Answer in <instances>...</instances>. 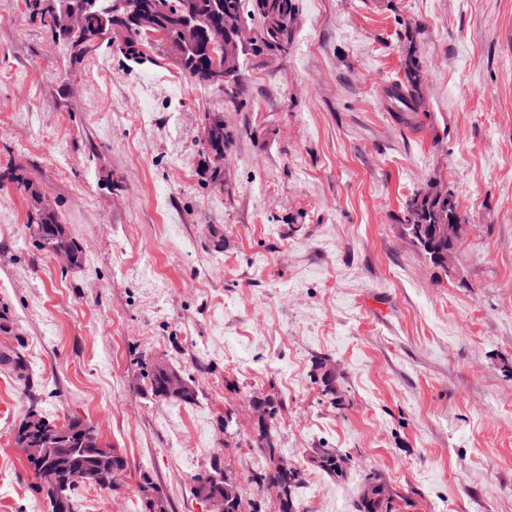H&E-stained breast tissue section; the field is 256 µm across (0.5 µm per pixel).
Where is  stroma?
I'll return each instance as SVG.
<instances>
[{"instance_id":"stroma-1","label":"stroma","mask_w":512,"mask_h":512,"mask_svg":"<svg viewBox=\"0 0 512 512\" xmlns=\"http://www.w3.org/2000/svg\"><path fill=\"white\" fill-rule=\"evenodd\" d=\"M297 5L287 52L245 60L232 104L154 38L142 62L105 46L72 68L25 0H0V172L23 169L84 253L35 248L29 197L0 183V512H48L14 442L32 410L129 460L119 493L78 486L74 512H141L144 473L173 512H208L194 478L217 457L277 512L251 482L266 395L296 512H358L372 474L412 512H512V0ZM411 55L409 115L386 91ZM211 112L223 184L202 165ZM431 181L466 218L452 277L402 226ZM137 355L196 403L147 396ZM230 138L224 125V115L221 113H208L204 129L203 149L206 154L211 179L219 183L224 180V148ZM317 466L332 477H341L345 473L346 459L333 448H323L316 456Z\"/></svg>"}]
</instances>
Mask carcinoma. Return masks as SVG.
I'll list each match as a JSON object with an SVG mask.
<instances>
[{
	"mask_svg": "<svg viewBox=\"0 0 512 512\" xmlns=\"http://www.w3.org/2000/svg\"><path fill=\"white\" fill-rule=\"evenodd\" d=\"M141 0H26L29 21L48 29L51 38L63 41L71 51V64L76 66L96 52L104 41L112 36H121L120 52L128 60H137L148 34L134 27L131 16L138 11ZM157 16L158 29L165 33V48L177 63L186 78L194 83L220 87L215 79L222 66L223 50L208 44L205 35L198 37L197 48L186 52L183 46V30L190 16L206 14L212 23H224V12L233 11L239 25L225 32V42L235 43L240 49L238 65L252 58L262 60L275 53L288 50L292 40L293 25L297 13V0H151ZM83 14L86 16L87 34L71 36L60 26L62 16ZM256 21L254 29L244 21ZM421 68L416 56L406 61L405 81L394 83L388 97L401 112H416L419 109L418 90ZM230 138L224 125V115L210 113L204 129L203 149L206 154L211 179L219 183L224 180V148ZM7 179L24 190L31 202L27 227L38 228L32 232L37 246L51 254H65L70 262L80 265L83 259L81 248L69 237L61 224L56 210H44L40 206L42 192L23 170L13 169L0 174V181ZM453 197L450 189L434 182L427 189L415 194L405 202L404 228L406 235L432 263L444 270L452 262L463 240V224L466 219L459 206L448 204ZM135 362L145 369V379L150 395L168 397L170 400L192 404L198 399V390L190 385L183 392L166 395L167 370L170 365L149 366L142 355ZM253 407L259 415L255 448L269 460L265 467L254 470L252 482L258 486L272 485L281 490L279 512H294V490L300 484L299 471L288 463L276 459L278 435L270 420L278 412V405L270 398H256ZM65 437L59 440L51 454L36 449L33 468L37 488L46 492L47 498L56 497L63 507L62 512H74L73 491L75 486L53 491L47 487L42 474L48 470L66 468L73 473L101 471L108 467L129 468L126 455L117 448L104 444L98 431L78 417L63 422ZM317 466L332 477L345 473L346 459L333 448H323L316 456ZM193 494L205 500L213 495L224 496L226 512H242L244 491L239 483L228 475L220 458H214L208 470L194 478ZM142 512H171L170 500L146 473L140 475L138 485ZM412 507L405 500L398 502L383 479L374 474L367 478L365 489L359 499L358 512H403Z\"/></svg>",
	"mask_w": 512,
	"mask_h": 512,
	"instance_id": "obj_1",
	"label": "carcinoma"
}]
</instances>
